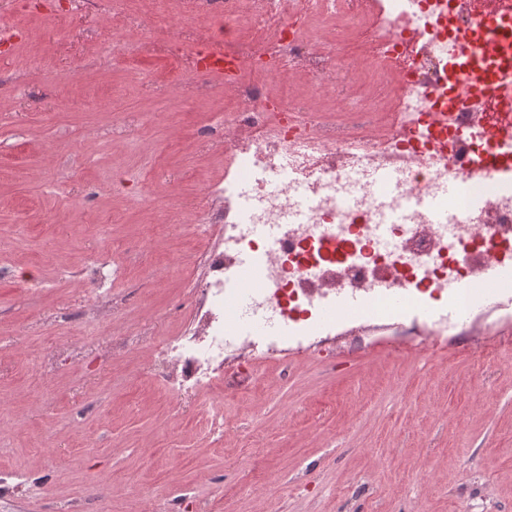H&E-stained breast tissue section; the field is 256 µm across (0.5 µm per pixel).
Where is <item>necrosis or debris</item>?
<instances>
[{
  "label": "necrosis or debris",
  "mask_w": 512,
  "mask_h": 512,
  "mask_svg": "<svg viewBox=\"0 0 512 512\" xmlns=\"http://www.w3.org/2000/svg\"><path fill=\"white\" fill-rule=\"evenodd\" d=\"M482 10L512 24V0H184L200 24L164 50L192 73L201 49L224 54V181L197 211L193 232L217 233L195 257L184 326L155 346V376L173 400L207 407L208 432L224 430L232 372L292 349L332 358L337 290L366 293L372 325L432 340L447 325L425 310L450 297L456 235L512 260V193L481 214L449 202V226L410 202L477 169L474 129L501 115L486 72L456 52V38L481 41ZM382 168L399 172L386 192L367 180ZM263 226L278 229L267 245L253 233ZM256 252L267 261L243 324L238 262ZM397 297L416 310L393 309Z\"/></svg>",
  "instance_id": "obj_1"
}]
</instances>
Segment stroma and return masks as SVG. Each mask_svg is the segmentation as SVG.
Here are the masks:
<instances>
[{
    "label": "stroma",
    "mask_w": 512,
    "mask_h": 512,
    "mask_svg": "<svg viewBox=\"0 0 512 512\" xmlns=\"http://www.w3.org/2000/svg\"><path fill=\"white\" fill-rule=\"evenodd\" d=\"M86 12L0 0V471L33 484L8 512H139L157 488L207 512H512V309L428 347L378 329L328 363L289 356L225 395L218 437L196 398L169 413L153 344L200 242L158 220L223 177V92L141 49L186 23L182 0L133 32ZM94 262L123 269L98 310L71 277Z\"/></svg>",
    "instance_id": "1"
}]
</instances>
